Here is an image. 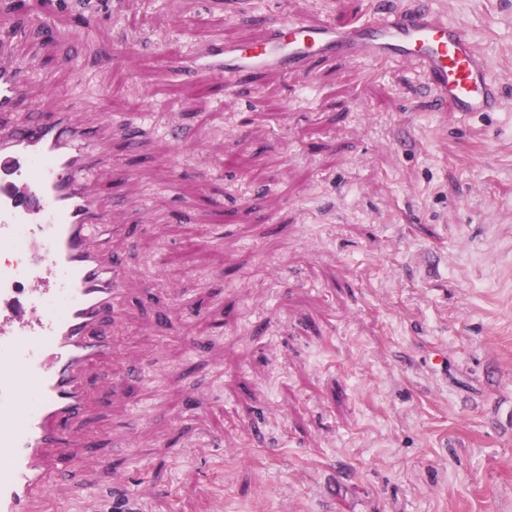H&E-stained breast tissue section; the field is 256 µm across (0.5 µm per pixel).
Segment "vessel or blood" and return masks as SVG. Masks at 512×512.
Returning <instances> with one entry per match:
<instances>
[{"instance_id": "vessel-or-blood-1", "label": "vessel or blood", "mask_w": 512, "mask_h": 512, "mask_svg": "<svg viewBox=\"0 0 512 512\" xmlns=\"http://www.w3.org/2000/svg\"><path fill=\"white\" fill-rule=\"evenodd\" d=\"M0 43V512H42L70 467L75 423L90 415L88 373L111 361L130 270L114 253L112 213L93 192L112 160L111 116L88 124L70 107L30 117V71ZM396 62L415 70L432 111L463 116L504 105L487 58L464 26L421 0H381L372 18L337 26L275 15L248 44L194 49L196 66L232 86L261 70L306 73L315 60Z\"/></svg>"}]
</instances>
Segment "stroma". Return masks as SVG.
I'll return each instance as SVG.
<instances>
[{"label": "stroma", "mask_w": 512, "mask_h": 512, "mask_svg": "<svg viewBox=\"0 0 512 512\" xmlns=\"http://www.w3.org/2000/svg\"><path fill=\"white\" fill-rule=\"evenodd\" d=\"M512 101V0H429ZM376 0H29L37 111L109 113L130 267L112 370L50 512H512V109L427 111L395 63L320 61L221 90L174 68L260 19L354 21ZM87 12L88 26L73 17ZM223 201L222 210L211 207ZM168 334H161L160 323ZM134 430L135 447L113 457Z\"/></svg>", "instance_id": "35a3bbf8"}]
</instances>
